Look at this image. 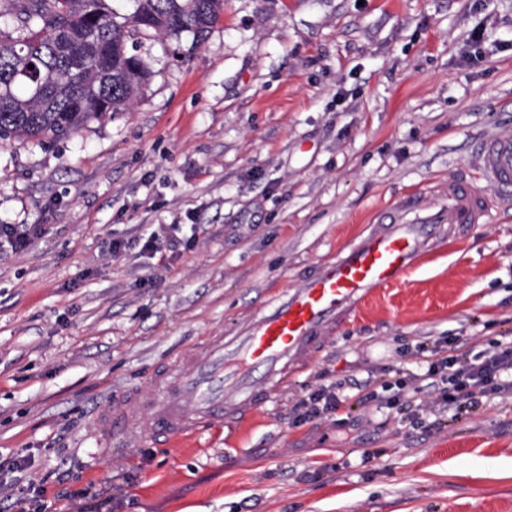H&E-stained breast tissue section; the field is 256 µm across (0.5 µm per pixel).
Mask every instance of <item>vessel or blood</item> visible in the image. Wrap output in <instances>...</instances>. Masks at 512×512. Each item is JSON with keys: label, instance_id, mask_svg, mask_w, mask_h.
Returning a JSON list of instances; mask_svg holds the SVG:
<instances>
[{"label": "vessel or blood", "instance_id": "obj_1", "mask_svg": "<svg viewBox=\"0 0 512 512\" xmlns=\"http://www.w3.org/2000/svg\"><path fill=\"white\" fill-rule=\"evenodd\" d=\"M474 164L481 183L495 187L500 202H512V134L487 138ZM489 204L478 185L457 180L438 210L399 201L389 223L343 248L301 287L282 291L236 335L205 337L193 358L159 371L154 399L130 392L98 413V435L117 448L133 437L198 435L265 405L272 387L324 344L329 330L420 263L439 225L483 223ZM145 408L150 421L140 428L135 418Z\"/></svg>", "mask_w": 512, "mask_h": 512}]
</instances>
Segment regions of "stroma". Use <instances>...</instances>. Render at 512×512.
Segmentation results:
<instances>
[{
  "mask_svg": "<svg viewBox=\"0 0 512 512\" xmlns=\"http://www.w3.org/2000/svg\"><path fill=\"white\" fill-rule=\"evenodd\" d=\"M151 54L128 111L0 143V224L40 228L0 247V512H512V395L448 419L365 400L423 376L420 343L512 341V207L492 188L486 223L440 228L259 411L109 454L93 428L398 201L476 181L480 142L512 134V0H224L203 41ZM152 234L177 251H144ZM337 381L334 413L297 418ZM28 486L48 494L16 507Z\"/></svg>",
  "mask_w": 512,
  "mask_h": 512,
  "instance_id": "stroma-1",
  "label": "stroma"
}]
</instances>
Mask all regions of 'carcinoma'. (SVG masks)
Returning a JSON list of instances; mask_svg holds the SVG:
<instances>
[{"instance_id":"carcinoma-1","label":"carcinoma","mask_w":512,"mask_h":512,"mask_svg":"<svg viewBox=\"0 0 512 512\" xmlns=\"http://www.w3.org/2000/svg\"><path fill=\"white\" fill-rule=\"evenodd\" d=\"M0 142L54 143L127 109L152 76L139 40L197 43L224 0H3Z\"/></svg>"}]
</instances>
